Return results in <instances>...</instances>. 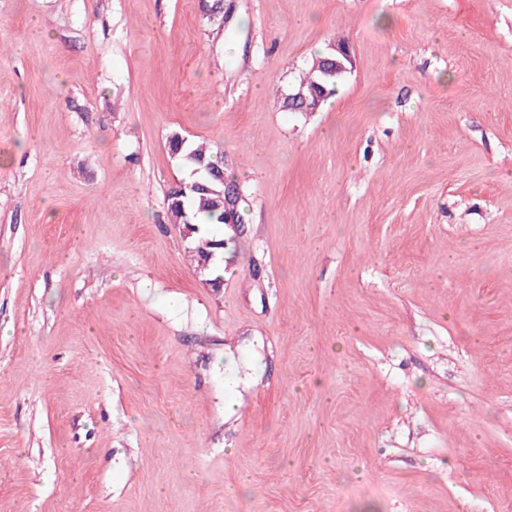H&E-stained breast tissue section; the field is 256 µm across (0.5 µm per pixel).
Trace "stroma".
Instances as JSON below:
<instances>
[{
	"label": "stroma",
	"mask_w": 512,
	"mask_h": 512,
	"mask_svg": "<svg viewBox=\"0 0 512 512\" xmlns=\"http://www.w3.org/2000/svg\"><path fill=\"white\" fill-rule=\"evenodd\" d=\"M231 10L0 0V512H512V0ZM175 133L241 189L217 292ZM332 50L333 53L328 55V52L317 58L311 66L301 74L298 75V78L294 82L293 86L289 89L287 93L281 94L283 108H285L288 112H307L305 110H309L314 112L317 110L322 104L325 93L321 86L325 87L328 91L327 99L332 97L335 92L337 85L343 80L340 78H331L329 80H325L320 72L321 63L318 62L320 58H322V69L325 75H341L343 73L350 72L352 68V58L345 46L342 45H334ZM328 56V57H325ZM351 65V68L348 67ZM302 92L303 96L306 97L309 101L314 100L313 103H308L306 99H303L301 104V108L297 109L295 104L290 105L288 100L296 99L297 101L301 100L300 95H291L288 97V94ZM324 93L321 97V95ZM191 153L198 160H203V166L212 164L214 167L224 168L223 153L214 150L213 147L207 144L187 143L184 145L182 152L178 157Z\"/></svg>",
	"instance_id": "obj_1"
}]
</instances>
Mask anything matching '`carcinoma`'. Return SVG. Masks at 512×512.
Segmentation results:
<instances>
[{
  "instance_id": "obj_1",
  "label": "carcinoma",
  "mask_w": 512,
  "mask_h": 512,
  "mask_svg": "<svg viewBox=\"0 0 512 512\" xmlns=\"http://www.w3.org/2000/svg\"><path fill=\"white\" fill-rule=\"evenodd\" d=\"M319 67L320 62L313 61L305 72L298 75L289 93L300 92L310 101L324 92L330 97L333 96L341 79H324ZM188 153L203 161L205 165L224 167L223 153L207 144L187 143L182 149V154ZM182 201L183 209L171 210L169 216L172 221L192 225V234L187 237L188 257L197 262L212 253L221 254L233 245V241L225 239L224 234L214 231V228L224 226V210L217 206L213 196L196 193L182 198Z\"/></svg>"
}]
</instances>
